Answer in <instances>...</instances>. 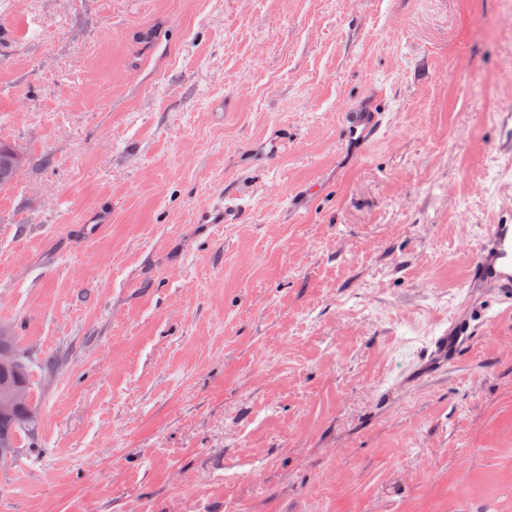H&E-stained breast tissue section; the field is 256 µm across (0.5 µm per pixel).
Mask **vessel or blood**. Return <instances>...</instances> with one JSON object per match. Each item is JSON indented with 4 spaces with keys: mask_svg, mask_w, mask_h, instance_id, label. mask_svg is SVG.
I'll return each instance as SVG.
<instances>
[{
    "mask_svg": "<svg viewBox=\"0 0 512 512\" xmlns=\"http://www.w3.org/2000/svg\"><path fill=\"white\" fill-rule=\"evenodd\" d=\"M494 122L499 136L496 150L512 157V110L495 113ZM377 113L365 112L353 117L348 125L350 140L365 142L380 129ZM475 260L467 281L468 292H494L500 299L512 301V223L492 225L488 234L475 248ZM472 307L455 316L447 329L430 341L434 355L446 362H455L471 340Z\"/></svg>",
    "mask_w": 512,
    "mask_h": 512,
    "instance_id": "vessel-or-blood-1",
    "label": "vessel or blood"
}]
</instances>
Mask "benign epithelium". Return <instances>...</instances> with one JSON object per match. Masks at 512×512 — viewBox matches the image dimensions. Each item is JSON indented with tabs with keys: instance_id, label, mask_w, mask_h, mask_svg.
I'll list each match as a JSON object with an SVG mask.
<instances>
[{
	"instance_id": "1",
	"label": "benign epithelium",
	"mask_w": 512,
	"mask_h": 512,
	"mask_svg": "<svg viewBox=\"0 0 512 512\" xmlns=\"http://www.w3.org/2000/svg\"><path fill=\"white\" fill-rule=\"evenodd\" d=\"M26 164V156L10 143L0 145V179L6 180ZM13 335L10 325L0 323V419L33 406L25 382L26 362L8 343Z\"/></svg>"
}]
</instances>
